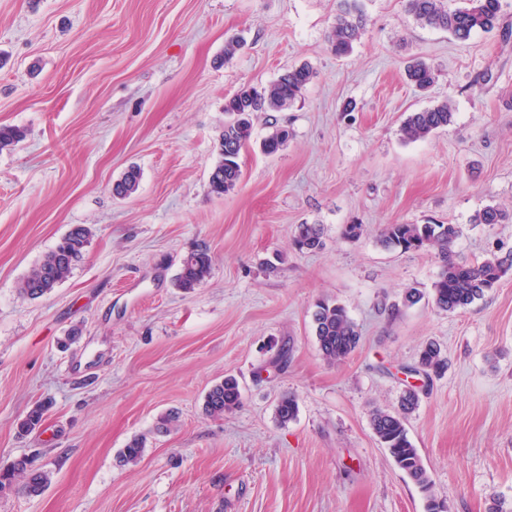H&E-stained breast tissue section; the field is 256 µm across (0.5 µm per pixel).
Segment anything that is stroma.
Returning <instances> with one entry per match:
<instances>
[{
    "mask_svg": "<svg viewBox=\"0 0 512 512\" xmlns=\"http://www.w3.org/2000/svg\"><path fill=\"white\" fill-rule=\"evenodd\" d=\"M364 4V33L339 57L338 0H0V124L27 131L0 152V466L29 456L50 474L41 495L0 493V512H426L370 412L396 406L402 367L431 340L448 369L407 429L433 492L447 512H488L495 497L512 512V273L443 312L434 254L378 243L383 225L436 222L460 226L468 259L512 251V36L459 42L403 0ZM233 37L242 46L221 62ZM413 55L435 72L428 92L406 79ZM304 62L315 76L301 99L260 113L240 183L211 193L225 98ZM445 100L451 125L402 141L408 113ZM272 123L291 136L267 156L257 142ZM132 165L137 190L114 197ZM490 204L510 220L474 223ZM75 224L91 232L82 261L23 295ZM299 224L321 226L323 250L292 248ZM347 224L362 236L345 239ZM198 244L211 274L185 292L173 281ZM410 287L422 298L406 307ZM321 299L361 331L334 366L313 333ZM228 374L240 406L206 416ZM288 393L298 413L282 425ZM43 398L41 425L20 432ZM137 435L143 457L119 465Z\"/></svg>",
    "mask_w": 512,
    "mask_h": 512,
    "instance_id": "1",
    "label": "stroma"
}]
</instances>
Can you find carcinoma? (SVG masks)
<instances>
[{
	"label": "carcinoma",
	"instance_id": "obj_1",
	"mask_svg": "<svg viewBox=\"0 0 512 512\" xmlns=\"http://www.w3.org/2000/svg\"><path fill=\"white\" fill-rule=\"evenodd\" d=\"M405 9L417 24L448 32L455 40L464 42L478 32H491L500 26L501 0H462V5L448 8V0H405ZM366 15L362 0H340L336 19L330 34L332 51L348 55L363 33ZM409 79L420 90L428 89L435 80L434 73L425 63L415 61L408 66ZM314 77L306 64L293 67L281 74L267 88L257 89L246 85L224 101V127L217 137L218 161L209 176L211 193L221 196L236 188L242 171L238 159L241 151L250 146L254 118L259 112H279L300 98L305 87ZM452 105L443 101L432 107L410 113L401 125V138L416 142L434 134L453 122ZM26 137L18 126H0V152L11 150ZM289 138L288 129L271 125L260 141V149L267 155L283 150ZM140 181L137 168H130L112 188L114 195L127 197L133 194ZM508 214L496 205L483 208L474 219L477 224H500ZM460 236L456 224H386L379 236L380 245L386 250L435 251L441 261V270L432 284L435 307L444 312L465 309L481 299L512 270V257L490 254L482 260L471 261L458 256L454 245ZM90 230L84 225H74L58 244L37 263L20 283L21 293L32 299L49 293L66 281L81 261L89 242ZM292 245L300 251L316 252L323 248L321 228L316 224H299L292 238ZM212 258L207 248L199 246L190 250L181 260L174 285L186 292L200 286L210 275ZM313 331L324 361L336 365L345 361L358 348L361 334L347 309L338 303L321 301L315 305L312 316ZM447 361L441 347L430 342L419 353L415 367L408 373H421L429 379L441 374ZM242 393L238 380L226 376L213 385L205 396L204 411L210 417H220L237 408ZM420 389L407 388L400 395L393 410L376 408L370 415L374 434L387 448L390 456L402 471L427 497V512H435L438 500L431 494L432 480L422 457L408 436L406 421L418 407ZM49 402L38 401L19 422L22 432L41 424ZM298 412L296 396H283L276 408L277 421L285 425ZM146 447V436L133 437L119 454L120 462L136 464ZM21 482L29 496L40 495L49 483L48 473L33 467L27 458H20L6 471L0 472V493Z\"/></svg>",
	"mask_w": 512,
	"mask_h": 512
}]
</instances>
